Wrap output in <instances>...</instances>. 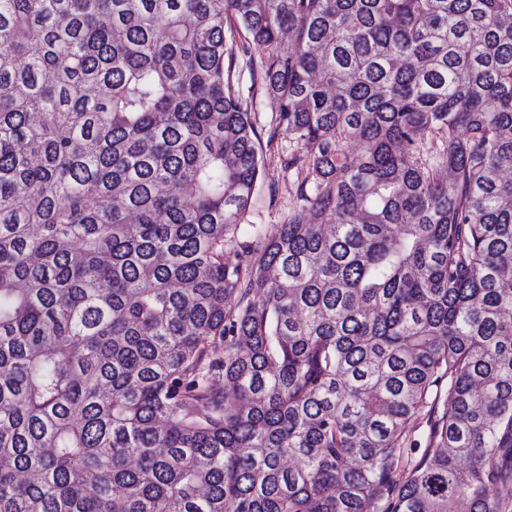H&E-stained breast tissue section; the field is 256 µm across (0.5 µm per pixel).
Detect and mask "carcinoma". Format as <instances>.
Here are the masks:
<instances>
[{
  "label": "carcinoma",
  "instance_id": "1",
  "mask_svg": "<svg viewBox=\"0 0 512 512\" xmlns=\"http://www.w3.org/2000/svg\"><path fill=\"white\" fill-rule=\"evenodd\" d=\"M511 169L512 0H0V512H512ZM245 40L247 35L242 31L233 45L236 56L233 83L255 121L261 138L264 166L258 180L253 205L246 215L244 226L254 224L263 230L270 231L277 224H286L288 215L302 204L295 195L296 170L286 169L282 162L288 154L298 155L304 151V148L293 139V136L283 130H280L276 138L268 143L269 131L276 113L275 105L257 86L251 88L252 73L249 58L252 55L254 62L259 60L262 51L256 46L248 45ZM243 45L249 47V53L246 55L242 52Z\"/></svg>",
  "mask_w": 512,
  "mask_h": 512
}]
</instances>
